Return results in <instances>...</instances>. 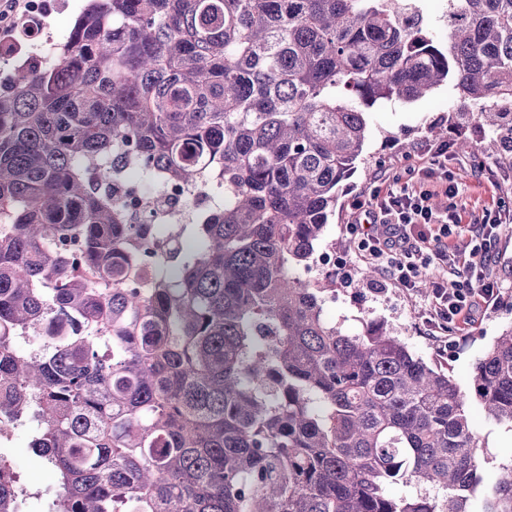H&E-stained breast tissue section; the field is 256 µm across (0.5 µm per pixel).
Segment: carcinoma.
Wrapping results in <instances>:
<instances>
[{
	"label": "carcinoma",
	"instance_id": "obj_1",
	"mask_svg": "<svg viewBox=\"0 0 512 512\" xmlns=\"http://www.w3.org/2000/svg\"><path fill=\"white\" fill-rule=\"evenodd\" d=\"M401 2L87 0L55 68L0 77V435L31 428L53 512H512L454 380L299 273L377 103L446 84L512 138L486 111L512 102V0H451L445 48ZM116 147L224 199L150 252L97 189ZM472 395L512 427V325ZM22 497L1 456L0 512Z\"/></svg>",
	"mask_w": 512,
	"mask_h": 512
}]
</instances>
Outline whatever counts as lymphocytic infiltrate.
Masks as SVG:
<instances>
[{
  "mask_svg": "<svg viewBox=\"0 0 512 512\" xmlns=\"http://www.w3.org/2000/svg\"><path fill=\"white\" fill-rule=\"evenodd\" d=\"M448 150L447 142L421 141L405 172L377 180L353 202L346 231L361 261L397 287L414 288L423 270L436 267L425 322L461 332L497 300L508 276L492 258L497 240L512 228V210L495 206L468 214L448 169ZM439 196L448 199L442 211L434 203ZM368 223L383 225L382 234L365 232Z\"/></svg>",
  "mask_w": 512,
  "mask_h": 512,
  "instance_id": "1",
  "label": "lymphocytic infiltrate"
}]
</instances>
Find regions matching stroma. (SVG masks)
<instances>
[{"label": "stroma", "instance_id": "35a3bbf8", "mask_svg": "<svg viewBox=\"0 0 512 512\" xmlns=\"http://www.w3.org/2000/svg\"><path fill=\"white\" fill-rule=\"evenodd\" d=\"M83 6L78 0H52L43 12V25L37 40L59 38L69 32ZM476 106L439 87L429 98L386 103L366 114L368 123L364 158L354 175L344 183L336 205L322 252L336 256L334 267L311 259L305 279L311 280L328 272L336 278V292L327 296L324 313L341 323L351 334L361 331L365 315L383 318L418 356L429 365L448 372L463 392H470L474 367L499 332L512 324V279L504 282L497 304L479 315L467 330L433 332L425 325L422 314L429 304V284L406 290L396 287L381 274L366 276V266L357 257L353 242L346 232L351 220L352 200L370 190L376 177L396 171L404 164V156L420 142L429 127L440 126L448 131L449 140L466 137L480 147H491L495 135L479 126L470 114ZM469 155H461L455 172L459 193L468 209L483 207L502 200L512 205V181L477 185L471 174ZM473 425L483 447L485 481H492L500 464L512 461V427L495 425L482 415L477 404H470ZM12 446L20 463L18 473L26 486L41 489L55 481L53 473L43 467L28 447V432L15 431Z\"/></svg>", "mask_w": 512, "mask_h": 512}]
</instances>
